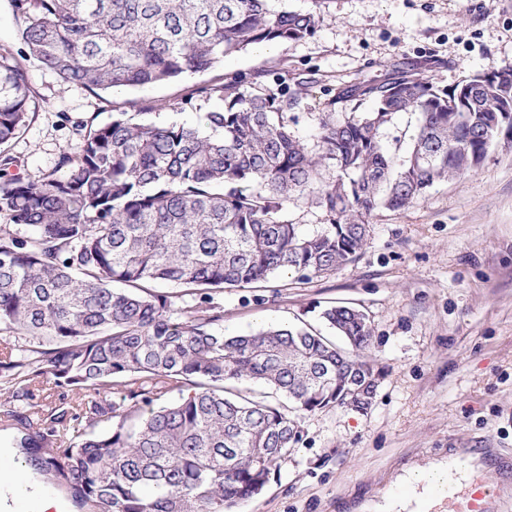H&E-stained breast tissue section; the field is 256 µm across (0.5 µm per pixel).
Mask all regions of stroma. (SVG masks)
I'll list each match as a JSON object with an SVG mask.
<instances>
[{"label": "stroma", "mask_w": 512, "mask_h": 512, "mask_svg": "<svg viewBox=\"0 0 512 512\" xmlns=\"http://www.w3.org/2000/svg\"><path fill=\"white\" fill-rule=\"evenodd\" d=\"M323 20L314 36L225 57L223 67L109 100L61 88L27 58L36 94L28 126L9 152L29 178L51 172L80 128L161 105L162 122H195L186 100L215 79L255 76L298 100L291 128L314 144L316 113L359 81L424 78L441 90L469 72L512 64V0H287ZM216 331L270 326L328 333L321 313L365 314L369 353L381 371L367 410L305 414L302 440L257 496L232 512H360L381 502L397 475L465 449L480 479L497 486L489 512H512V139H500L474 172L428 189L400 210L378 209L356 258L325 277L283 273L258 288L211 292Z\"/></svg>", "instance_id": "1"}]
</instances>
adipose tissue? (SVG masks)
Masks as SVG:
<instances>
[{"label":"adipose tissue","mask_w":512,"mask_h":512,"mask_svg":"<svg viewBox=\"0 0 512 512\" xmlns=\"http://www.w3.org/2000/svg\"><path fill=\"white\" fill-rule=\"evenodd\" d=\"M474 469L471 456L459 450L449 452L447 458L433 461L427 466L406 469L397 477L396 483L408 488V495L384 498L382 503L377 504V512H408L410 506H423L436 486L462 484L470 479Z\"/></svg>","instance_id":"1"}]
</instances>
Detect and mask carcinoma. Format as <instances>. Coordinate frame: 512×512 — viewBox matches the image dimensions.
<instances>
[{
  "instance_id": "obj_1",
  "label": "carcinoma",
  "mask_w": 512,
  "mask_h": 512,
  "mask_svg": "<svg viewBox=\"0 0 512 512\" xmlns=\"http://www.w3.org/2000/svg\"><path fill=\"white\" fill-rule=\"evenodd\" d=\"M273 0H11L25 50L0 45V172L32 112L22 56L63 86L95 95L201 74L262 42L313 36L320 16ZM202 124L159 123L150 110L92 126L60 156L62 176L16 174L0 186V330L28 342L0 353V414L17 442L86 512H224L262 492L302 439V415L363 411L372 329L350 306L322 312L344 351L302 327L226 336L201 306L173 316L163 283L201 299L281 272L327 276L352 260L379 208L400 209L468 174L512 138V65L476 71L448 91L424 79L361 81L339 98L366 112H320L316 144L296 137L285 90L199 89ZM419 115L398 158L381 130ZM334 168L335 179L322 180ZM305 199L327 224L283 216ZM140 381L127 399L113 390ZM288 399L242 393L241 381ZM71 394L47 410L34 387ZM173 403L159 400L173 390Z\"/></svg>"
}]
</instances>
